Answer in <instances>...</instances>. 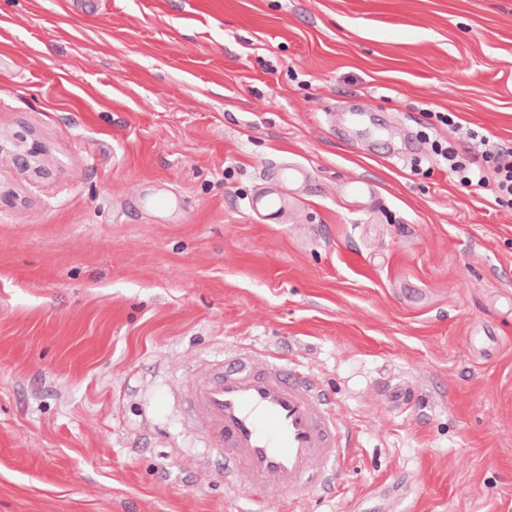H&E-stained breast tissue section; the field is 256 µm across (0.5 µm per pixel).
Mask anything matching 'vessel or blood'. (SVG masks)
<instances>
[{"label":"vessel or blood","mask_w":512,"mask_h":512,"mask_svg":"<svg viewBox=\"0 0 512 512\" xmlns=\"http://www.w3.org/2000/svg\"><path fill=\"white\" fill-rule=\"evenodd\" d=\"M281 191L248 200L267 224L282 223ZM178 393L205 448L224 460L226 490L293 506L327 487L347 447L335 406L304 366L268 348H242L196 360Z\"/></svg>","instance_id":"vessel-or-blood-1"}]
</instances>
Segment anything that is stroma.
<instances>
[{"mask_svg": "<svg viewBox=\"0 0 512 512\" xmlns=\"http://www.w3.org/2000/svg\"><path fill=\"white\" fill-rule=\"evenodd\" d=\"M435 112L512 149V0H0V138L44 149L0 158V512H281L174 399L233 346L351 434L302 512H512V209ZM485 149L481 152L483 163L476 157H468L448 140V146L440 145L438 155L448 165L449 172L463 185L486 191L495 205L512 206V151L490 145L480 139ZM491 163H493L491 165ZM5 154L12 158V160L23 168H31L38 160L42 153L41 144L37 140L31 142H24L22 145H13V148H7L5 144L0 141V154ZM285 199L281 191L263 187L248 199V209L265 224L283 222Z\"/></svg>", "mask_w": 512, "mask_h": 512, "instance_id": "obj_1", "label": "stroma"}]
</instances>
